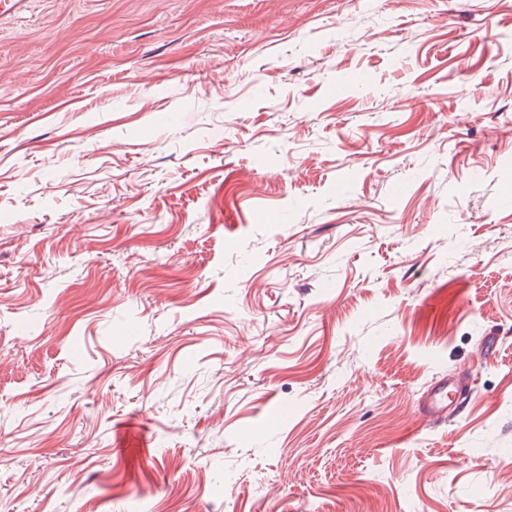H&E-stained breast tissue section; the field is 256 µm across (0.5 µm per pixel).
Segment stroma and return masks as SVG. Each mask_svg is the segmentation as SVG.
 Returning <instances> with one entry per match:
<instances>
[{
  "instance_id": "obj_1",
  "label": "stroma",
  "mask_w": 512,
  "mask_h": 512,
  "mask_svg": "<svg viewBox=\"0 0 512 512\" xmlns=\"http://www.w3.org/2000/svg\"><path fill=\"white\" fill-rule=\"evenodd\" d=\"M508 187L512 0L0 19V512H512ZM456 384L452 379L444 377L432 387L429 400L423 408V419L425 421L456 416L454 404L460 395V390Z\"/></svg>"
}]
</instances>
